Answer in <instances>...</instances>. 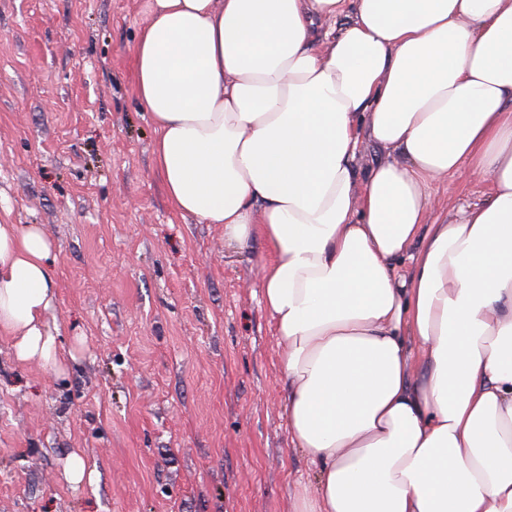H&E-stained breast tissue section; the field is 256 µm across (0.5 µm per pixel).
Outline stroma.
Here are the masks:
<instances>
[{"mask_svg": "<svg viewBox=\"0 0 512 512\" xmlns=\"http://www.w3.org/2000/svg\"><path fill=\"white\" fill-rule=\"evenodd\" d=\"M146 0H0V222L56 245L67 370L0 335V512H292L316 476L288 435L261 303L263 239L182 218L133 82ZM487 183H432L434 221ZM82 452L95 484L63 465Z\"/></svg>", "mask_w": 512, "mask_h": 512, "instance_id": "obj_1", "label": "stroma"}]
</instances>
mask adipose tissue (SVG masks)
Wrapping results in <instances>:
<instances>
[{"mask_svg": "<svg viewBox=\"0 0 512 512\" xmlns=\"http://www.w3.org/2000/svg\"><path fill=\"white\" fill-rule=\"evenodd\" d=\"M148 13L135 91L169 204L272 253L288 435L317 473L294 512H512V0ZM462 172L490 192L430 222L429 183ZM53 256L0 223V334L57 374Z\"/></svg>", "mask_w": 512, "mask_h": 512, "instance_id": "ef3b65f1", "label": "adipose tissue"}]
</instances>
